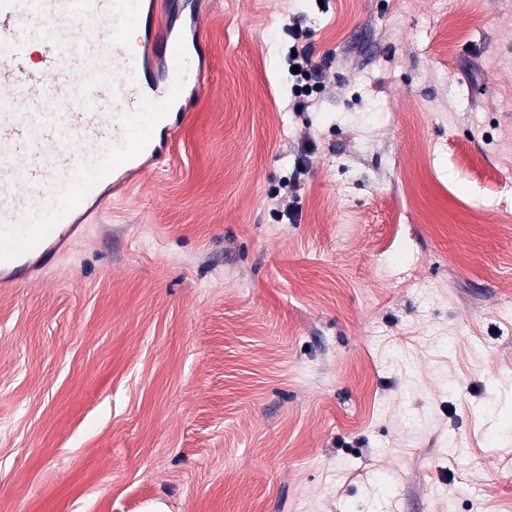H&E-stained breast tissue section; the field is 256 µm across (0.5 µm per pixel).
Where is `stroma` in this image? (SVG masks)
<instances>
[{
    "instance_id": "35a3bbf8",
    "label": "stroma",
    "mask_w": 512,
    "mask_h": 512,
    "mask_svg": "<svg viewBox=\"0 0 512 512\" xmlns=\"http://www.w3.org/2000/svg\"><path fill=\"white\" fill-rule=\"evenodd\" d=\"M195 27L178 156L0 288V512H512V0ZM288 36L293 40L288 51V70L295 78L292 86V111L308 112L323 90L320 68L313 63L308 46L300 45V41L308 37V34L298 28H288ZM292 50H295L296 57H293ZM294 66L299 67V73L292 70ZM305 88H309V91H305Z\"/></svg>"
}]
</instances>
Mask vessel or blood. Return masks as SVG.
I'll return each mask as SVG.
<instances>
[{"mask_svg": "<svg viewBox=\"0 0 512 512\" xmlns=\"http://www.w3.org/2000/svg\"><path fill=\"white\" fill-rule=\"evenodd\" d=\"M180 0H0V283L51 264L124 168L152 171L207 73Z\"/></svg>", "mask_w": 512, "mask_h": 512, "instance_id": "obj_1", "label": "vessel or blood"}]
</instances>
